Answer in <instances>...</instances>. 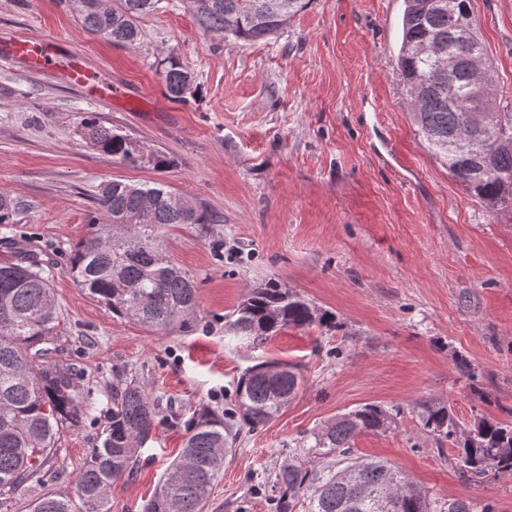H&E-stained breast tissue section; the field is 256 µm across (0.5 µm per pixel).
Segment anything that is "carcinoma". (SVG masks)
Listing matches in <instances>:
<instances>
[{"label":"carcinoma","mask_w":512,"mask_h":512,"mask_svg":"<svg viewBox=\"0 0 512 512\" xmlns=\"http://www.w3.org/2000/svg\"><path fill=\"white\" fill-rule=\"evenodd\" d=\"M86 32L114 44L134 46L139 16L159 0H63ZM197 25L243 41L268 40L288 25L308 0H193ZM398 66L409 112L428 149L486 210L512 209V112L493 92V73L477 28L473 0H404ZM160 74L169 96L184 98L192 76L174 56ZM83 136L99 151L124 163L170 166L127 135L92 117L81 120ZM89 215L93 231L70 252L66 270L112 313L147 330L196 331L197 281L164 253L165 230L175 224H207L205 213L162 181L100 184ZM17 203L0 194V225L13 223ZM54 262L32 250L0 259V507L9 506L25 483L51 460L64 429L89 404L73 384L69 365L47 347L58 326L50 281ZM327 316L275 282L250 289L224 316V336L257 345L285 328H308ZM300 383L297 367L263 360L246 368L235 387V409L219 416L194 411L184 421L186 439L144 512H203L236 441L231 421L253 431L277 417ZM172 402L150 395L128 375L112 383V410L100 444L80 468L74 495L48 492L30 512H111L112 488L133 474L142 449ZM397 415L368 403L310 433L307 460L283 464L271 485L273 512H291L308 498L307 512H380L378 502L401 487L393 512H430L426 494L383 460L353 454L363 432L385 431ZM419 420L436 439L453 441L473 476L512 470V425L479 418L460 429L448 406L427 401Z\"/></svg>","instance_id":"carcinoma-1"}]
</instances>
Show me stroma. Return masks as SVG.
Here are the masks:
<instances>
[{
	"mask_svg": "<svg viewBox=\"0 0 512 512\" xmlns=\"http://www.w3.org/2000/svg\"><path fill=\"white\" fill-rule=\"evenodd\" d=\"M474 6L495 95L512 112V0ZM403 9V0H310L275 38L243 42L202 31L192 0H161L128 47L88 34L63 0H0V45L55 39L119 95L105 108L59 72L0 62V193L19 203L0 239L55 260L54 343L94 403L9 512H28L38 494L72 493L116 373L137 376L181 414L220 412L241 372L267 358L300 367L299 391L278 417L241 432L204 512H271L264 488L298 443L365 403L399 415L387 431L357 435L354 455L390 461L434 512L455 499L470 512H512V471L472 477L457 448L418 418L438 399L460 427L481 416L512 424V212H487L418 135L398 68ZM169 54L194 79L183 102L168 98L159 73ZM89 114L170 167L98 151L81 133ZM112 180L166 182L212 216L165 239L166 255L198 282L207 328L148 331L66 273L91 230V195ZM269 281L332 323L286 328L257 347L230 344L224 315ZM185 436L163 420L133 476L113 488L111 512H143Z\"/></svg>",
	"mask_w": 512,
	"mask_h": 512,
	"instance_id": "1",
	"label": "stroma"
}]
</instances>
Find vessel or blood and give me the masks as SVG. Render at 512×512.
<instances>
[{
    "mask_svg": "<svg viewBox=\"0 0 512 512\" xmlns=\"http://www.w3.org/2000/svg\"><path fill=\"white\" fill-rule=\"evenodd\" d=\"M0 58L21 63L35 70L64 68L71 84L80 86L91 101L111 105L116 92L110 81L89 71L80 53L62 51L54 40L45 37H27L0 47Z\"/></svg>",
    "mask_w": 512,
    "mask_h": 512,
    "instance_id": "1",
    "label": "vessel or blood"
}]
</instances>
